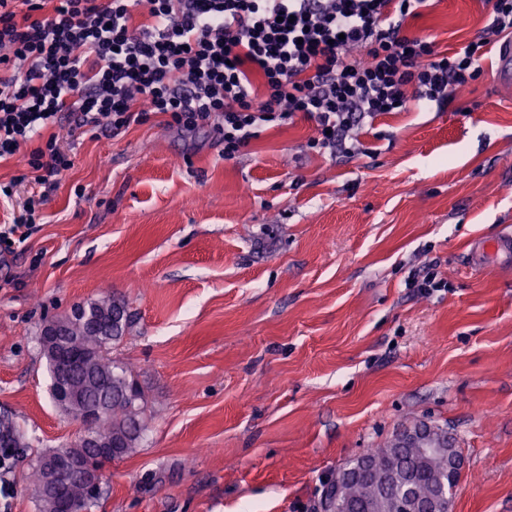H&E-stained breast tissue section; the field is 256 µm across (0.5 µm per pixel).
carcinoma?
Segmentation results:
<instances>
[{"label": "carcinoma", "instance_id": "carcinoma-1", "mask_svg": "<svg viewBox=\"0 0 512 512\" xmlns=\"http://www.w3.org/2000/svg\"><path fill=\"white\" fill-rule=\"evenodd\" d=\"M67 324L65 335L53 346H42L50 376H55L56 351L64 350L66 362L74 374L72 384L82 393L80 403L102 402L104 418L98 437L103 442L117 440L120 448H81L75 444L63 448L66 455L85 467L103 469L106 464L122 460L137 451L142 432L147 429V407L143 391L135 401L128 400L134 380L131 370L110 356L129 326L130 316L125 303L116 299L77 304L71 314L59 318ZM0 435L8 436L17 448L27 447L23 434L12 420L0 419ZM366 456L373 471L403 470L413 478V492L418 497H429L448 473V459L442 455L429 456L417 448H399L389 441L370 448ZM35 487L38 512H58L54 497L43 490L41 458H36L30 472ZM102 496V488L90 490L82 480L71 482L64 497L70 512H88ZM332 512H353L364 502L385 508L389 498L381 495L368 478L346 481L332 493Z\"/></svg>", "mask_w": 512, "mask_h": 512}]
</instances>
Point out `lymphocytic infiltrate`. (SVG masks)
<instances>
[{"instance_id":"lymphocytic-infiltrate-1","label":"lymphocytic infiltrate","mask_w":512,"mask_h":512,"mask_svg":"<svg viewBox=\"0 0 512 512\" xmlns=\"http://www.w3.org/2000/svg\"><path fill=\"white\" fill-rule=\"evenodd\" d=\"M453 53L406 28L428 0H0V159L29 147L32 191L0 253L37 228L72 155L56 137L120 134L150 116L207 124L232 159L296 115L311 147L350 153L366 119L450 101L488 47L512 37V0Z\"/></svg>"}]
</instances>
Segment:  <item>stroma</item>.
I'll return each mask as SVG.
<instances>
[{"instance_id": "obj_1", "label": "stroma", "mask_w": 512, "mask_h": 512, "mask_svg": "<svg viewBox=\"0 0 512 512\" xmlns=\"http://www.w3.org/2000/svg\"><path fill=\"white\" fill-rule=\"evenodd\" d=\"M490 22L481 0H433L410 29L451 52ZM497 56L447 104L377 116L351 155L310 149L301 116L231 160L210 126L160 116L81 141L0 256V418L28 445L0 512H37L31 462L79 435L40 330L107 295L148 428L91 512H316L324 475L420 422L465 458L451 512H512V271L470 266L474 240L512 233ZM429 268L424 297L407 281Z\"/></svg>"}]
</instances>
